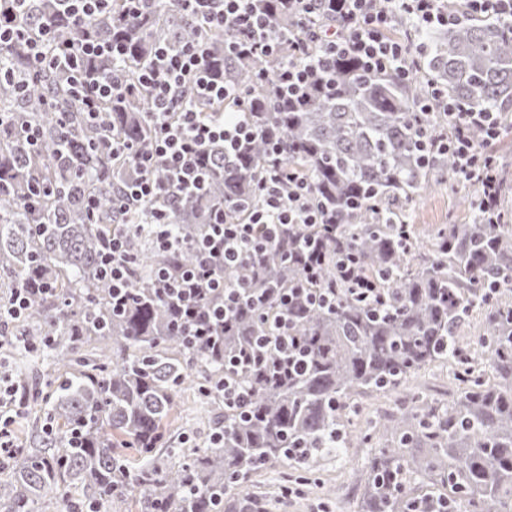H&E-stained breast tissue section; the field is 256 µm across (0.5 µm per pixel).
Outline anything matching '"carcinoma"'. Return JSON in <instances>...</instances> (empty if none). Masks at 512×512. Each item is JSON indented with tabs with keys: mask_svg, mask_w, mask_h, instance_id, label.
<instances>
[{
	"mask_svg": "<svg viewBox=\"0 0 512 512\" xmlns=\"http://www.w3.org/2000/svg\"><path fill=\"white\" fill-rule=\"evenodd\" d=\"M182 0H144L137 18L125 0L76 24L58 0H0V16L52 45L88 36L122 43L107 71L130 78L161 42L178 49L197 35ZM275 30L296 18L284 0H257ZM235 34L209 33L208 67L219 82L249 92L258 131L238 155L210 151L200 196L179 197L171 210L180 237L195 240L211 212L238 219L259 198L268 136L280 139L291 171L311 176L315 199L335 219L341 241L362 267L382 276V303L339 290L332 307L289 308L293 332L306 341L308 369L288 381L244 378L255 398L245 415L224 407V357L267 331L264 314L281 310L283 293L301 278L288 261V242L251 255L224 281L248 288L233 328L218 350L190 347L170 325L151 273L188 266L193 251L157 250L147 228L127 223L116 206L136 176L129 158L114 157L112 139L142 149L152 140L145 91L108 100L90 119L66 70L29 66L24 45L0 44V288L43 287L20 319L0 328L6 347L51 351L64 377L49 380L28 443L0 462V512H44L51 500L72 512H100L136 488L142 512H269L251 477L281 464L299 479L321 458L364 448L372 435L357 426V399L399 394L409 377L438 363L452 366L449 400L403 396L377 427L378 449L362 475L355 512H512V205L498 173L500 218L488 224L472 210L469 224H439L426 235L409 226L411 203L440 175L454 183L453 163L429 164L415 147L413 106L433 83L465 107L499 113L512 127V25L494 15L463 19L423 37L415 79L368 72L352 57L336 62L332 79L290 108L271 76L288 53L238 57ZM185 95L199 112L225 103ZM98 207L88 213L86 199ZM127 239L134 297L112 309L101 271L100 242ZM483 333L463 342L474 313ZM488 363L491 372L477 368ZM193 390L214 432L202 447L174 448L175 397ZM177 453L178 464L164 462Z\"/></svg>",
	"mask_w": 512,
	"mask_h": 512,
	"instance_id": "1",
	"label": "carcinoma"
}]
</instances>
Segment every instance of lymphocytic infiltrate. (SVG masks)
I'll use <instances>...</instances> for the list:
<instances>
[{
  "label": "lymphocytic infiltrate",
  "mask_w": 512,
  "mask_h": 512,
  "mask_svg": "<svg viewBox=\"0 0 512 512\" xmlns=\"http://www.w3.org/2000/svg\"><path fill=\"white\" fill-rule=\"evenodd\" d=\"M182 7L198 21L196 41L178 50L157 45L151 63L132 81L120 82L103 74L90 79L84 96V104L94 116L99 102L113 95L138 87L149 92L153 125L150 147L143 150L116 141L112 151L134 160L138 175L126 186L123 204L146 213L155 247L166 251L185 244L194 252L191 266L161 267L153 272L156 287L170 305L175 331L194 344L217 336L220 326L234 316L241 296L239 287L225 284L224 271L235 269L249 254L261 251L296 228L301 235L289 257L301 266L303 284L288 291L285 303L331 306L340 285L355 297L380 300L379 278L366 273L344 247L334 246L335 226L316 204L311 183L282 165L279 142L271 144L261 177V193L244 218L231 220L225 212H216L208 232L186 242L173 232L166 210L156 207L155 200L162 190L180 196L202 189V160L213 144L223 143L225 154L231 155L255 135L245 106L246 91L220 85L208 76L207 37L212 29L222 28L238 33V52H287L286 67L274 79L281 96L293 101L299 99L301 90L311 84L317 72L331 70L338 58L347 55L369 71H391L403 79L416 76L412 32L448 25L462 7L473 12L490 10L500 18L512 20V0H466L461 7L455 0H289L287 9L296 15L298 23L286 34L271 28L255 0H183ZM398 21L404 22L409 36L390 37L389 31ZM122 54V44L90 37L78 48L58 45L55 59L75 70L82 61ZM189 85L200 97L230 102V110L210 119L201 118L183 98V90ZM419 107L421 114L438 113L446 122L440 132L418 129L419 151L429 160L450 157L457 180L474 191V207L489 212L498 197V180L484 144L498 136V114L462 107L432 85ZM476 130L483 133V140L473 139ZM159 163L170 178L165 188L154 177ZM331 247L336 250V282L322 288L318 285L320 271ZM101 254L112 278L113 300L116 306H123L132 288L125 238L115 234L104 239ZM267 323L265 334L253 337L224 364V403L229 408L244 409L253 401L252 389L240 381L242 371L286 379L299 375L306 365L301 339L291 335L287 314L270 316Z\"/></svg>",
  "instance_id": "obj_1"
}]
</instances>
